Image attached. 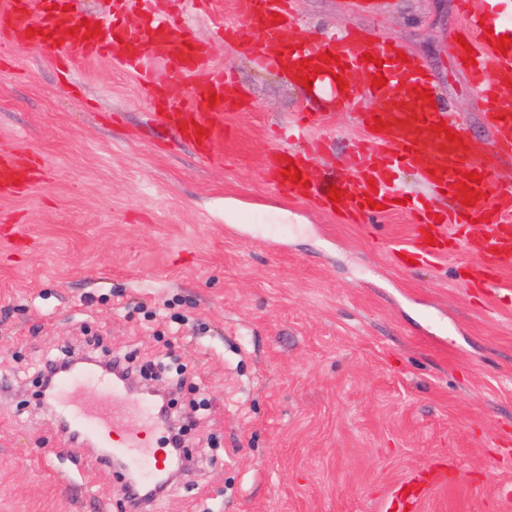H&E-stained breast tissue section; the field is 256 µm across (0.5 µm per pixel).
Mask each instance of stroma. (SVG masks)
<instances>
[{
  "instance_id": "stroma-1",
  "label": "stroma",
  "mask_w": 512,
  "mask_h": 512,
  "mask_svg": "<svg viewBox=\"0 0 512 512\" xmlns=\"http://www.w3.org/2000/svg\"><path fill=\"white\" fill-rule=\"evenodd\" d=\"M287 34L358 33L420 61L494 183H512L495 148L491 105L455 63L457 0H294ZM237 0L187 7L207 67L230 70L233 136L204 160L112 57L80 59L70 81L53 52L0 44V140L51 167L49 183L0 199L30 242L0 224V512H125L122 484L96 444L48 416L33 380L47 357L101 336L113 353L153 361L163 343L192 376L174 406L196 465L158 512H385L397 486L443 467L448 487L416 512H512V266L495 286L459 276L477 255L451 250L403 270L392 243L412 238L403 211L340 223L283 197L269 154L276 126L318 112L311 175L348 183L363 132L336 100L259 67L219 30ZM53 452L44 464L43 452Z\"/></svg>"
}]
</instances>
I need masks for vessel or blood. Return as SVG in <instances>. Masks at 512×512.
<instances>
[{
	"label": "vessel or blood",
	"instance_id": "vessel-or-blood-1",
	"mask_svg": "<svg viewBox=\"0 0 512 512\" xmlns=\"http://www.w3.org/2000/svg\"><path fill=\"white\" fill-rule=\"evenodd\" d=\"M186 0H113L111 32L87 38L77 10L51 8L49 0H0V41L33 42L46 45L64 61L77 58L117 56L139 75L142 90L158 107V121L180 128L183 138L196 142L208 161H224L221 145L229 137L224 114L232 110L225 96L224 71L206 69L205 47L194 42L183 27L181 14ZM292 0H240L242 25L225 29V37L251 45L282 40L281 25L275 18L291 21ZM466 16L463 37L468 46L458 49V57L473 54L469 66L471 90L486 97L495 118L496 145L512 149V90L502 87L497 74L512 72V52L503 53L496 43L487 42L486 32L512 36V0H460ZM359 38L350 31L336 36L303 41L300 48L281 47L270 62L287 73H297L301 60L318 67L316 84L327 86L336 99L345 104L364 126L363 140L354 144L345 164L352 177L344 187L340 203L329 201L326 190L317 183L302 185L284 179L288 165L308 171L310 162L301 156H287L285 149L274 152L272 171L279 187L286 193L315 202L325 210H337L340 217L356 222L375 216L372 202L394 210L396 201L406 200L414 213L413 242L403 247L409 258H438L449 247L474 251L481 263L472 283L489 287L498 269L512 264V186L490 189L488 182L471 184L466 175L479 171L480 165L469 147L448 139L446 129L455 128L449 113L431 107L427 98L416 92L426 89L429 81L416 61L399 62L398 48L385 42L372 50L358 45ZM154 53L173 78L186 86L190 100L183 105L159 96L150 68L143 57ZM372 53V62H364V53ZM385 76V86H373L374 77ZM362 87L375 100V110H364L359 98L350 95L353 87ZM445 130H438V123ZM414 170L432 188L448 192L453 208L437 216L426 196L407 194L397 174ZM49 168L13 141L0 142V198L18 197L35 182L46 180ZM474 187L477 194L472 206L458 200L459 187ZM435 245H427V236ZM120 390L112 386L108 373H100L94 397L80 390L76 375L61 374L51 397L64 415L78 428L82 437L107 448L122 461L145 465L155 480H162L174 464L167 449L154 445L153 436L160 424L133 416L120 405Z\"/></svg>",
	"mask_w": 512,
	"mask_h": 512
}]
</instances>
